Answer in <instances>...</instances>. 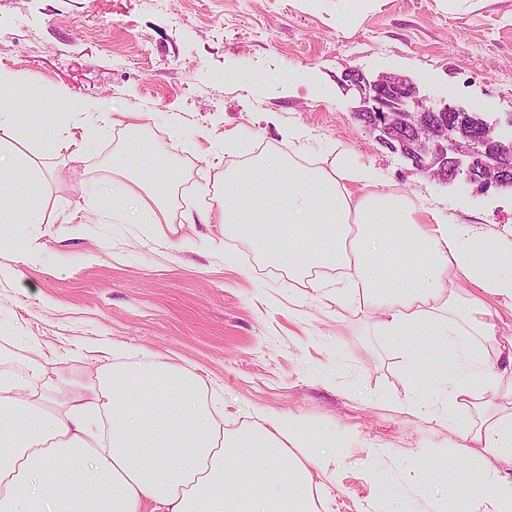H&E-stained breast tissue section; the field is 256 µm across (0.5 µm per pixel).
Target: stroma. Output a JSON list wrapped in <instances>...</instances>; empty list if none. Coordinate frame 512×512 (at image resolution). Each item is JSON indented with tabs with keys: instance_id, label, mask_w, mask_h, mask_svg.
<instances>
[{
	"instance_id": "35a3bbf8",
	"label": "stroma",
	"mask_w": 512,
	"mask_h": 512,
	"mask_svg": "<svg viewBox=\"0 0 512 512\" xmlns=\"http://www.w3.org/2000/svg\"><path fill=\"white\" fill-rule=\"evenodd\" d=\"M0 0V67L34 86H67L113 111L139 110L169 157L180 198L172 232L105 217L94 203L131 131L89 130L80 161L46 154L47 221L0 234V358L24 371L54 352L51 378L89 381L107 349L198 376L224 403V429L295 417L290 451L320 512H483L485 475L512 463L461 435L454 364L417 373L375 333L358 292L337 301L266 265L227 224L183 211L224 189V171L264 148L331 167L371 168L384 191L467 224L486 250L512 242V194L439 184L355 120L346 73L411 77L432 103L512 114V0ZM191 248H182V241ZM330 447L320 469L315 449Z\"/></svg>"
}]
</instances>
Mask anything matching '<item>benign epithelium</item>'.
I'll list each match as a JSON object with an SVG mask.
<instances>
[{
    "instance_id": "7a95c632",
    "label": "benign epithelium",
    "mask_w": 512,
    "mask_h": 512,
    "mask_svg": "<svg viewBox=\"0 0 512 512\" xmlns=\"http://www.w3.org/2000/svg\"><path fill=\"white\" fill-rule=\"evenodd\" d=\"M363 105L354 118L380 132V139L397 140L412 163L444 184L472 183L474 162L482 160L480 184L512 191V116L506 132L465 109L426 104L409 77L383 73L372 82L354 68L346 74Z\"/></svg>"
}]
</instances>
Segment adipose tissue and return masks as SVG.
Returning a JSON list of instances; mask_svg holds the SVG:
<instances>
[{"label": "adipose tissue", "mask_w": 512, "mask_h": 512, "mask_svg": "<svg viewBox=\"0 0 512 512\" xmlns=\"http://www.w3.org/2000/svg\"><path fill=\"white\" fill-rule=\"evenodd\" d=\"M103 102L58 87H35L0 71V223L45 221L44 174L22 146L63 147L64 123L110 119ZM119 172L104 198L112 214L163 234L178 195L170 162L139 138L115 153ZM372 169L337 158L331 168L263 153L224 172V194L183 212L187 224L218 218L252 241L262 261L319 287L330 268L380 313L390 341L413 336L434 350H459L483 366L482 343L496 341V313L463 301L451 277L512 297V245L482 255L465 224H426L404 197L375 187ZM41 357L24 375L0 369V512H318L308 472L283 469L296 418L283 416L225 437L221 412L194 374L145 361L102 366L72 397L43 380ZM455 404L475 410L467 441L512 458V384L454 387ZM259 460L241 466L243 455Z\"/></svg>", "instance_id": "ef3b65f1"}]
</instances>
